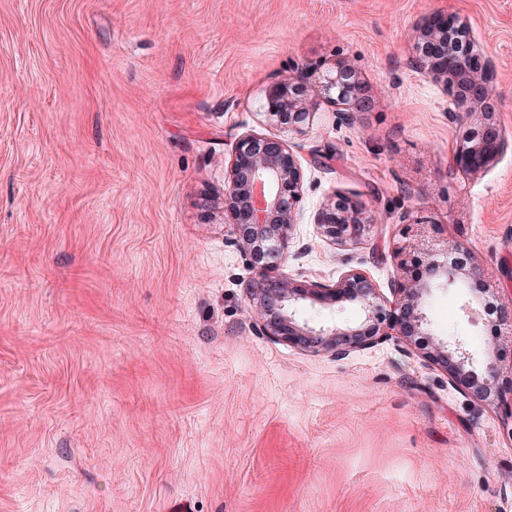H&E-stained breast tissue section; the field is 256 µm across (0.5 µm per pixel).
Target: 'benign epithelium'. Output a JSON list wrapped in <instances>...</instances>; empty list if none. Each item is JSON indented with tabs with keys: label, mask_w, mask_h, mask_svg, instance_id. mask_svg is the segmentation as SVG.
I'll return each mask as SVG.
<instances>
[{
	"label": "benign epithelium",
	"mask_w": 512,
	"mask_h": 512,
	"mask_svg": "<svg viewBox=\"0 0 512 512\" xmlns=\"http://www.w3.org/2000/svg\"><path fill=\"white\" fill-rule=\"evenodd\" d=\"M413 41L415 64L452 93L461 111L459 119L469 123L457 148L456 165L471 172L488 169L508 148L488 86L489 60L475 49L467 23L456 14L423 18L414 28ZM317 97L342 112H352L367 102L369 88L346 63L337 64L313 86L301 73L285 76L264 90V121L299 132L310 122ZM475 114L478 118L473 122ZM302 189L303 170L286 141L262 133L246 134L236 141L225 170L224 223L230 226L234 245L253 272L247 298L260 315L262 335L336 358L391 339L403 342L443 370L457 391L501 411L512 435V362L504 364L502 346L506 341L512 345V299L491 303L495 286L472 263L469 252L455 244L437 243L424 222L418 223L425 246L419 261L422 272L412 274L403 251H397L394 257L401 275L391 281L386 293L356 270L332 283L293 278L285 267L290 258L301 254L293 244ZM317 224L327 240L345 242L361 235L366 218L361 204L337 195L319 212ZM440 286L466 287L467 307L494 315L498 348L485 362L477 363L460 340H433L424 305ZM343 302L358 308L357 320L334 319L315 326L300 315L306 306L333 312Z\"/></svg>",
	"instance_id": "7a95c632"
}]
</instances>
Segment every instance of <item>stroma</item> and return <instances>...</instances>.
Instances as JSON below:
<instances>
[{
    "mask_svg": "<svg viewBox=\"0 0 512 512\" xmlns=\"http://www.w3.org/2000/svg\"><path fill=\"white\" fill-rule=\"evenodd\" d=\"M448 12L512 136V0H0V512H512L498 413L395 340L263 336L224 222L235 139L280 134L304 172L288 274L387 288L417 218L511 298L512 148L458 169L467 126L411 63ZM339 61L368 109L264 123L268 83ZM337 194L367 219L343 244L316 224ZM463 300L435 290L427 319L480 361Z\"/></svg>",
    "mask_w": 512,
    "mask_h": 512,
    "instance_id": "1",
    "label": "stroma"
}]
</instances>
